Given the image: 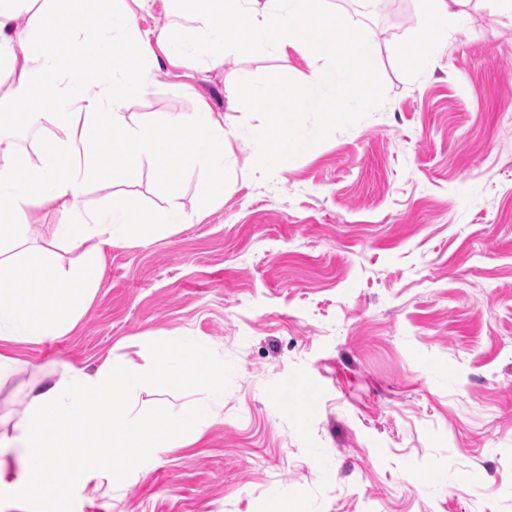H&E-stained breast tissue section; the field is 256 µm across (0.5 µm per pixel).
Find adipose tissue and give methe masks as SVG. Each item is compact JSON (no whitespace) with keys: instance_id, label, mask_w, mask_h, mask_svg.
<instances>
[{"instance_id":"1","label":"adipose tissue","mask_w":512,"mask_h":512,"mask_svg":"<svg viewBox=\"0 0 512 512\" xmlns=\"http://www.w3.org/2000/svg\"><path fill=\"white\" fill-rule=\"evenodd\" d=\"M141 0H0V378L16 372L13 347L70 333L93 299L107 248L144 234H162L186 223L171 184V169L182 167L205 184L206 199L224 194V173L232 160L224 150V117L201 106L191 118L168 112L148 122L128 119L127 99L143 93L159 63L189 59L220 66L242 44L269 52L304 45L322 59L295 95L277 94L260 82L235 94L237 106L257 114L251 144L255 152L276 148L287 160L291 146L317 132L298 127L293 111L309 102L321 112L364 110L375 79L362 71L354 95L344 93L352 64L363 63L370 47L361 43L342 15H320V0H196L194 24H181L185 0H165L176 18L174 30L152 35L135 13ZM463 0H424L429 27L420 43L401 42L392 52L428 69L435 48L457 17ZM24 27H17L18 18ZM162 45V57L148 54L131 66V48ZM45 116L53 127L37 161L22 158L5 130L20 110ZM161 182L166 205L134 215L121 204L83 213V196L110 176L136 182L144 163ZM50 207L62 221L40 244H32L30 212ZM79 251L65 264L61 248Z\"/></svg>"}]
</instances>
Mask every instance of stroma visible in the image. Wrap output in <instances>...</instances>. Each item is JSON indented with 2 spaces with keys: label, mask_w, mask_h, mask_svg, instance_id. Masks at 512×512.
Returning <instances> with one entry per match:
<instances>
[{
  "label": "stroma",
  "mask_w": 512,
  "mask_h": 512,
  "mask_svg": "<svg viewBox=\"0 0 512 512\" xmlns=\"http://www.w3.org/2000/svg\"><path fill=\"white\" fill-rule=\"evenodd\" d=\"M385 2L324 0L370 43L376 92L361 112L299 107L320 133L287 162L254 152L257 116L230 93L300 85L298 47L166 64L125 103L140 121L222 113L224 201L174 175L187 223L107 249L75 329L18 345L0 433L65 365H142L152 341L198 337L234 372L212 419L123 482L87 473L74 512H512V12L464 0L422 71L389 49L420 38L419 0ZM114 199L160 207L152 168L83 197Z\"/></svg>",
  "instance_id": "35a3bbf8"
}]
</instances>
